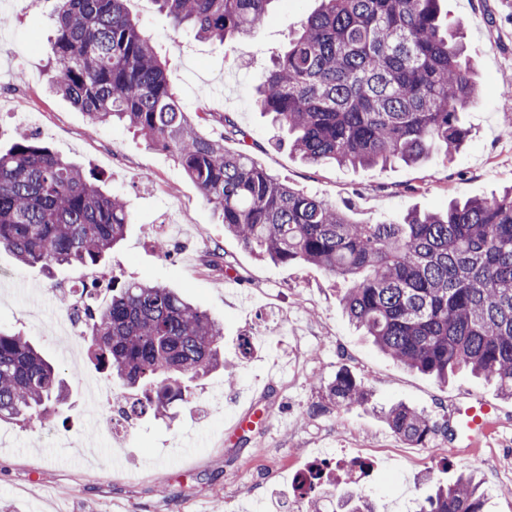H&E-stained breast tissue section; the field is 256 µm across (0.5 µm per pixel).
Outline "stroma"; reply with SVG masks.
Listing matches in <instances>:
<instances>
[{"mask_svg": "<svg viewBox=\"0 0 512 512\" xmlns=\"http://www.w3.org/2000/svg\"><path fill=\"white\" fill-rule=\"evenodd\" d=\"M316 0H276L268 22L244 42L222 46L173 30L151 0H129L130 16L153 37L173 87L194 110L228 113L247 134L225 141L247 149L259 166L318 195L352 218L375 223L408 211L444 208L453 198L490 197L512 186V0H442L445 21L466 26L469 53L482 82L463 114L467 145L452 156L435 151L420 164L384 168L310 165L255 107V78L283 52L315 10ZM52 0H0V148L15 133H35L63 159L95 173L126 202L132 222L107 263L122 278L181 292L224 324L225 370L201 380L175 419L144 417L131 435L103 436L83 410L73 371L94 372L86 345L69 353L60 332V284L75 271L48 273L19 264L0 247V329L22 332L68 383L70 406L58 417L0 422V512H287L282 482L321 466L346 489L351 458L371 454L360 483L378 512H412L432 472L449 482L475 469L486 512H512V400L462 370L440 384L383 356L349 323L340 303L345 284L319 267L263 261L225 233L212 207L182 168L120 124L91 128L87 115L47 90L58 68L46 49L54 34ZM180 224L163 237L164 220ZM166 241L159 253L157 241ZM218 256L219 267L208 264ZM347 367L372 393L371 407L324 405L321 386ZM479 396L499 408L490 443L473 450L442 441L423 447L396 437L377 409L404 402L431 415ZM266 421L235 435L249 408Z\"/></svg>", "mask_w": 512, "mask_h": 512, "instance_id": "1", "label": "stroma"}]
</instances>
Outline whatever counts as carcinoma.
I'll return each mask as SVG.
<instances>
[{"label": "carcinoma", "mask_w": 512, "mask_h": 512, "mask_svg": "<svg viewBox=\"0 0 512 512\" xmlns=\"http://www.w3.org/2000/svg\"><path fill=\"white\" fill-rule=\"evenodd\" d=\"M126 0H53L59 67L49 90L97 128L114 121L171 155L237 237L262 260L309 264L347 283L342 309L395 363L448 382L466 369L512 399V188L490 198L411 210L389 223L354 220L349 209L293 188L224 140L246 138L224 112L194 121L152 40ZM174 27L224 44L244 39L276 0H151ZM479 96L461 27L445 24L440 0H319L287 49L255 84L254 102L288 131L309 164H417L435 149L466 144L461 121ZM224 128L214 137L204 128ZM131 215L81 167L33 133L0 150V246L25 266L98 270L124 239ZM88 355L125 390V413L165 417L195 396V382L224 367V326L161 284L92 279L81 288ZM337 408L370 403L347 369L323 387ZM69 386L27 337L0 329V420L25 422L69 406ZM377 414L400 439L448 437V412L405 403ZM317 469L304 512L321 501ZM339 512H376L356 487ZM433 485L417 512H484L474 471Z\"/></svg>", "instance_id": "cac0c4a2"}]
</instances>
